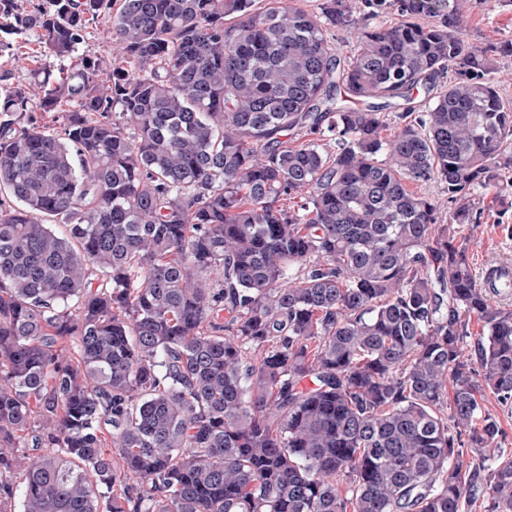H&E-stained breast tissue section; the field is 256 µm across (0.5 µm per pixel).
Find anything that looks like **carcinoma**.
<instances>
[{
	"mask_svg": "<svg viewBox=\"0 0 512 512\" xmlns=\"http://www.w3.org/2000/svg\"><path fill=\"white\" fill-rule=\"evenodd\" d=\"M112 2L0 0V58L60 62L0 71V512H512V305L459 239L512 40L468 0ZM512 0H469L463 37L481 46L512 39ZM104 28L102 22L89 26L85 41L79 48V54L89 57H107L112 53V43L107 39ZM15 41H18L16 44H19L21 46H23L24 48H21L20 51L23 53V55L21 57H25V59L23 60V64H22V67H11L12 68V71H13V77H14V82H27L29 77H30V69H32L33 67L35 66H38V64H42V65H50L51 66V69H56L59 67L60 63L57 62L56 60L52 59V58H46L44 56H41L39 53H37V49H38V46L32 41L30 40L28 42L27 45H24V38L23 39H20V38H16ZM30 53H33L32 55H35V56H38V58H35V60H38L39 62L32 65L31 64V57H30ZM484 399L482 403L486 412L497 420L501 431L498 438L500 448L505 454L512 455V407H502L488 391L484 394Z\"/></svg>",
	"mask_w": 512,
	"mask_h": 512,
	"instance_id": "obj_1",
	"label": "carcinoma"
}]
</instances>
